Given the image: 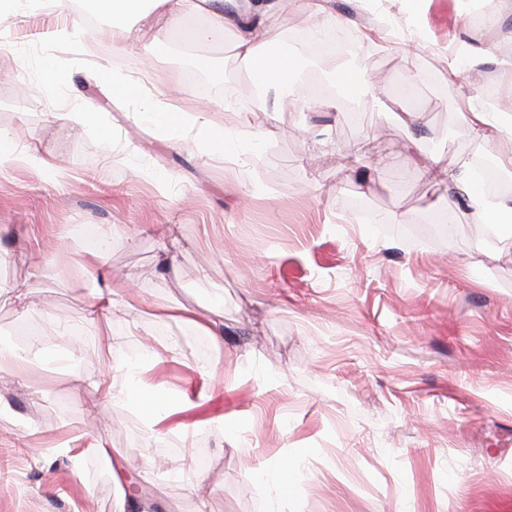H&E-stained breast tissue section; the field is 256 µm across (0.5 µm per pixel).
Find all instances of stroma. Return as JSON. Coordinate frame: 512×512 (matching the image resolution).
Here are the masks:
<instances>
[{
	"label": "stroma",
	"instance_id": "1",
	"mask_svg": "<svg viewBox=\"0 0 512 512\" xmlns=\"http://www.w3.org/2000/svg\"><path fill=\"white\" fill-rule=\"evenodd\" d=\"M328 7L374 42L303 78L359 69L385 97L279 110L272 88L254 109L222 40L188 46L161 24L128 43L78 37L48 0L0 19V140L27 154L0 165V283L28 295H0V325L36 328L0 363V512H512V252L485 239L493 215L512 234V190L457 203L445 240L407 231L448 199L422 165L453 174L488 153L430 80L456 61L512 99V0L492 26L469 0ZM137 78L187 90L180 134L114 93ZM85 111L92 123L62 118ZM208 122L236 164L199 141ZM86 224L112 229L113 303L93 318ZM112 377L123 393L108 399L96 383ZM144 392L165 411L147 415Z\"/></svg>",
	"mask_w": 512,
	"mask_h": 512
}]
</instances>
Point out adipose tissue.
I'll list each match as a JSON object with an SVG mask.
<instances>
[{
	"label": "adipose tissue",
	"mask_w": 512,
	"mask_h": 512,
	"mask_svg": "<svg viewBox=\"0 0 512 512\" xmlns=\"http://www.w3.org/2000/svg\"><path fill=\"white\" fill-rule=\"evenodd\" d=\"M114 30L128 35L133 24L159 22L187 28V38L204 43L230 42L246 62L257 84L287 88L295 84L300 59L283 49L284 37L275 24L280 0H99ZM281 45L270 55L271 45Z\"/></svg>",
	"instance_id": "1"
}]
</instances>
